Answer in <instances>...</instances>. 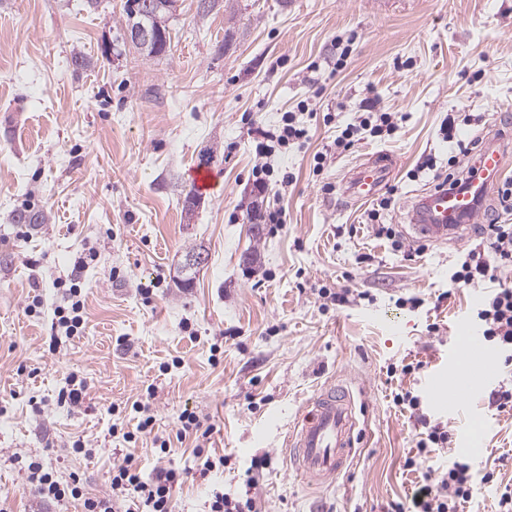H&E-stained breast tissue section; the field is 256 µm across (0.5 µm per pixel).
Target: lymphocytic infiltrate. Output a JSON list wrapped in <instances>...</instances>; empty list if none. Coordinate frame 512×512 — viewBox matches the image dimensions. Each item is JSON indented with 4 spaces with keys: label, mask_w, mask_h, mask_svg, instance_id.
Returning a JSON list of instances; mask_svg holds the SVG:
<instances>
[{
    "label": "lymphocytic infiltrate",
    "mask_w": 512,
    "mask_h": 512,
    "mask_svg": "<svg viewBox=\"0 0 512 512\" xmlns=\"http://www.w3.org/2000/svg\"><path fill=\"white\" fill-rule=\"evenodd\" d=\"M473 120L470 114L459 116L449 113L448 121L442 128V140L448 145L449 173L439 178L438 188H451L459 182V159L471 154L475 147L474 142L460 138L459 132L461 126L471 125ZM396 128L394 113L370 109L341 130L335 146L346 151L362 133L378 137L393 133ZM306 135V130L297 124L295 114L284 113L281 126L269 133L268 144L259 149L260 161L253 167L257 190H265L269 184L273 168L266 158L273 149L288 148ZM505 268L512 269V224L494 221L483 225L480 244L463 254L459 268L450 274L449 281L459 287L486 283L487 289L476 310V318L484 340L496 346L504 367L511 368L512 288H496L488 284L497 270ZM29 471L39 495L57 502L69 499L80 501L82 512H176L172 490L182 478L181 472L172 468L159 469L152 478H143L132 457L128 456L112 467L111 496L90 497L85 494L79 478L60 484L38 462L31 463ZM492 478L489 472L476 476L471 462L452 461L437 478L424 480L405 512H459L460 505L471 499L476 483L486 484Z\"/></svg>",
    "instance_id": "f902f5d3"
}]
</instances>
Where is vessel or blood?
I'll list each match as a JSON object with an SVG mask.
<instances>
[{
  "mask_svg": "<svg viewBox=\"0 0 512 512\" xmlns=\"http://www.w3.org/2000/svg\"><path fill=\"white\" fill-rule=\"evenodd\" d=\"M476 167V174L453 189L431 190L416 199L410 214L416 236L433 241L463 237L465 220L475 218L478 201L491 194L502 173L500 152L486 148ZM387 175L388 168L382 161L362 164L350 171L349 190L357 198H369ZM456 330L457 342L470 365L456 372L448 387V404L452 407L499 378L496 360L479 331L463 323ZM356 424L353 396L346 385L330 382L316 389L307 411L288 433L286 446L292 468L313 486L335 484L351 460Z\"/></svg>",
  "mask_w": 512,
  "mask_h": 512,
  "instance_id": "obj_1",
  "label": "vessel or blood"
}]
</instances>
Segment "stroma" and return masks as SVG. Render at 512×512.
I'll list each match as a JSON object with an SVG mask.
<instances>
[{"mask_svg":"<svg viewBox=\"0 0 512 512\" xmlns=\"http://www.w3.org/2000/svg\"><path fill=\"white\" fill-rule=\"evenodd\" d=\"M125 2L0 0V507L80 512L76 501L44 500L30 462L105 496L129 454L143 478L182 472L178 512H207L213 490L238 491L251 458L265 453L259 512H392L425 474L467 459L462 439L479 419L481 468L508 463L462 512H491L512 487V410L491 406L487 386L461 413L440 403L462 364L455 326L473 321L483 298L448 276L481 227L463 241L394 250L345 179L368 156L391 155L379 193L394 202L382 220L410 235L412 205L435 181L407 173L429 155L447 172L440 127L452 112L482 115L461 136L497 142L512 179V0H218L205 16L197 0H179L169 48L153 59L125 40ZM339 38L352 45L337 70ZM77 53L90 67L75 66ZM369 98L399 113L397 130L355 141L313 177L314 154ZM287 112L308 139L270 156L276 177L257 194L256 146ZM210 147L218 186L186 209L190 171ZM23 210L41 223L20 228L13 216ZM269 210L283 224L254 231ZM199 244L206 262L182 287L184 254ZM81 255L89 262L75 267ZM156 277L152 296L141 295L139 283ZM69 278L83 289L86 321L54 346L65 303L57 283ZM323 287L359 299L327 305ZM409 296L422 306L398 305ZM73 374L86 384L78 408L58 400ZM330 380L351 389L359 434L336 485L311 489L291 471L285 437ZM405 393L420 397V410L400 402ZM137 400L155 424L128 442ZM186 410L213 426L206 449L225 456L223 470L201 476L194 441H176ZM428 422L447 427L452 443L421 455ZM166 438L162 457L155 446ZM78 440L85 454L73 452Z\"/></svg>","mask_w":512,"mask_h":512,"instance_id":"35a3bbf8","label":"stroma"}]
</instances>
